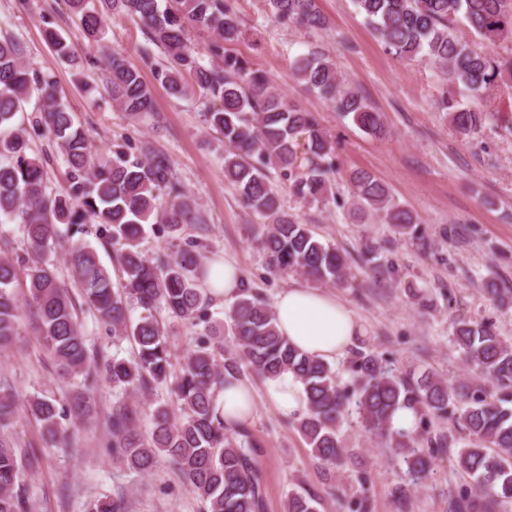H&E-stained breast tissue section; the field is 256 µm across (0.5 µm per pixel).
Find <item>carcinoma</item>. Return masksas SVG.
<instances>
[{"label": "carcinoma", "instance_id": "obj_1", "mask_svg": "<svg viewBox=\"0 0 512 512\" xmlns=\"http://www.w3.org/2000/svg\"><path fill=\"white\" fill-rule=\"evenodd\" d=\"M274 19L306 29L325 27L317 0H268ZM81 15L85 38L100 42L114 13L132 17L163 49L165 62L154 67L155 79L177 97L197 93L220 101L205 113L207 125L224 137V179L239 191L245 206L261 220L259 242L268 267L280 274H302L316 282L342 285L347 261L335 246L321 242L313 227L282 209L270 170L288 181V191L303 202L336 199L332 191L334 142L314 113L291 104L266 74L225 45L238 41L241 23L231 0H67ZM375 37L394 56L422 60L437 69L445 91L437 106L448 113L456 131L468 136L496 119L482 108L484 91L512 81V55L492 56L465 41L453 25L459 18L479 39L496 44L512 39V0H354ZM214 34L203 64L187 38L189 28ZM112 98L132 116L154 112V99L140 72L123 56L103 51ZM294 75L332 108L369 134L383 132L381 117L358 91L344 88L335 63L310 53L297 58ZM470 92L477 103L461 108L453 89ZM36 97V115L28 122L16 117ZM46 139L64 157L66 186L47 190L50 155L33 152L31 141ZM354 208L361 215H381L401 229L413 227V214L393 200L389 187L369 172L350 176ZM177 193L178 204L164 206ZM160 223L154 233L170 239L171 249L150 260L140 248L152 215ZM0 224H19L26 252L13 251L0 234V348L11 343L19 328L22 303L35 309L42 336L61 370L77 376L103 367L114 389L149 391L165 386L183 409L171 419L163 405L150 413L142 429V411L130 405L112 410L109 432L115 458L137 473H150L167 460L183 477L186 489L205 512H265L264 475L258 445L247 424H224L217 404L226 377L247 373L274 378L290 371L303 384L306 413L296 427L323 466L344 462L341 424L357 416L407 467L414 483L426 477L432 459L453 447L459 481L449 489L448 512H512V342L494 325L455 320L451 334L465 359L482 380L454 384L431 371L420 374L392 366L362 348L346 359L349 374L342 384L329 362L309 356L281 335L272 307L245 287L225 312L235 346L217 357L213 339L224 326L211 320V298L202 288L204 267L195 253L210 231L196 201L177 190L170 160L161 151L141 156L126 137L112 145V158L92 153L87 132L57 95L55 81L28 68L21 49L9 37L0 39ZM105 239L116 248L119 280L101 263L94 248L72 244L68 259L79 297L99 323L112 328L113 338L135 346L131 359L116 356L98 362L90 356L77 318L76 303L56 273L53 254L60 226ZM196 231L187 246L179 244L185 226ZM138 309V316L132 311ZM159 310L193 326L204 324L195 347L178 369L172 362ZM25 411L39 423L45 444L69 446L74 436L61 426L68 415L83 423L97 413L94 397L76 389L69 407L42 396L31 397ZM401 408L414 412V430H396L391 416ZM19 412L18 397L0 395V512H26L21 481L23 464L8 429ZM456 418L469 440L431 437L434 420ZM362 494L349 512H372L366 485L369 475L356 472ZM316 497L298 485L286 498L285 512H317ZM89 512H127L123 498H99Z\"/></svg>", "mask_w": 512, "mask_h": 512}]
</instances>
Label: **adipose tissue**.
<instances>
[{"mask_svg":"<svg viewBox=\"0 0 512 512\" xmlns=\"http://www.w3.org/2000/svg\"><path fill=\"white\" fill-rule=\"evenodd\" d=\"M277 328L301 351L327 361L343 357L361 334V325L348 304L310 288L294 287L275 301ZM265 397L287 418L304 414L305 393L294 374L285 372L264 380L255 390L245 380L226 383L218 403L228 424L251 420L258 397Z\"/></svg>","mask_w":512,"mask_h":512,"instance_id":"ef3b65f1","label":"adipose tissue"}]
</instances>
